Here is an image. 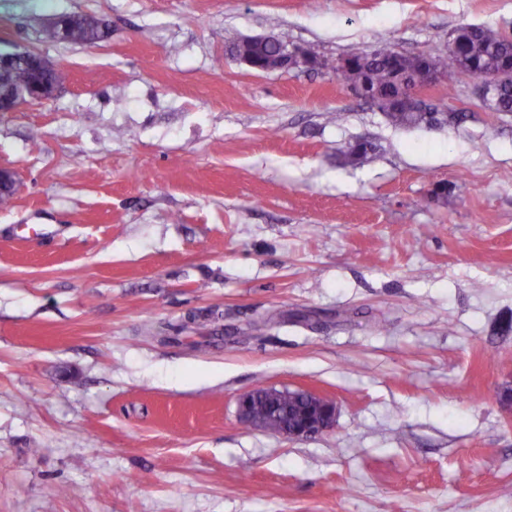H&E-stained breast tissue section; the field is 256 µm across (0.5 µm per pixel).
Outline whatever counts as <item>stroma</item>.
<instances>
[{
  "mask_svg": "<svg viewBox=\"0 0 512 512\" xmlns=\"http://www.w3.org/2000/svg\"><path fill=\"white\" fill-rule=\"evenodd\" d=\"M464 24L512 0H0L69 74L0 112V512H512V112L462 76L399 128L334 70ZM270 33L317 66L238 60ZM259 387L336 423L247 426ZM65 21L69 25L68 41L94 45L107 37L105 26L93 16L70 15ZM56 89L48 86L41 79H35L21 97L12 104H6L0 108V112H13L16 108L26 104L43 103L51 99ZM389 122L402 128H418V127H434L446 123L459 122L464 118L462 112H451L450 114L442 113L438 117V112L426 111H400V112H384ZM279 389L273 387H261L254 389L238 398V417L245 420L255 428L263 425V419L256 413V404L258 398L265 399L267 402H273L276 406L275 399L278 396ZM297 391L305 394L309 403L299 413L295 423L290 427L288 423L281 426L279 434L291 439H300L332 428L336 422V403L312 392Z\"/></svg>",
  "mask_w": 512,
  "mask_h": 512,
  "instance_id": "obj_1",
  "label": "stroma"
}]
</instances>
